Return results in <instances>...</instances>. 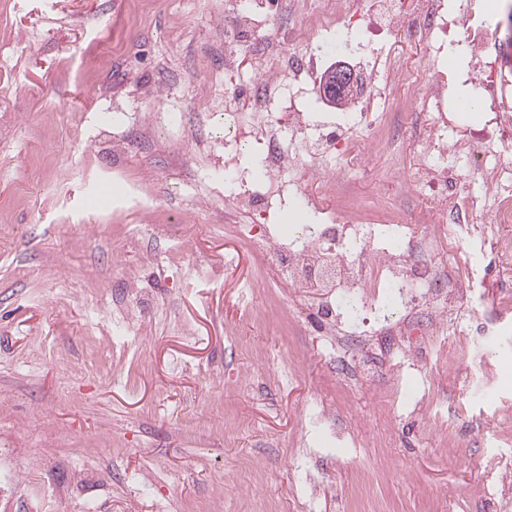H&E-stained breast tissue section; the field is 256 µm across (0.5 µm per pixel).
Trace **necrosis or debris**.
I'll use <instances>...</instances> for the list:
<instances>
[{"label": "necrosis or debris", "instance_id": "4bbe7bcc", "mask_svg": "<svg viewBox=\"0 0 512 512\" xmlns=\"http://www.w3.org/2000/svg\"><path fill=\"white\" fill-rule=\"evenodd\" d=\"M371 6L380 32L392 31L406 17L411 35L426 46L419 64L427 86L421 111H411V98L400 96L406 72L402 60L390 55L360 82L359 98L382 101L377 122L365 123L352 112L337 117L328 132L311 125L307 113L296 109L309 73L306 54L292 49V33L344 29L370 5L366 0H336L335 13L326 14L314 9L311 0H279L276 16L264 23L269 34L252 49L262 59L252 87L263 109L251 113L232 137L236 146H250L260 155L262 170L238 176V189L224 199L242 217L238 230L256 253L276 255L277 281L316 295L322 346L331 360L342 364L352 348L377 347L384 351V365L394 376L422 387L431 375L419 357L427 351L432 326L396 320L395 308L409 304L447 314V321L435 327L447 330L449 340H457L468 328L459 315L465 282L449 281V257L467 265V246L475 243L489 265H506L501 243L512 237V161L504 157L506 146L512 144V76L499 69L492 25L475 9L457 16L447 11L443 0H417L407 14L401 0H375ZM455 43L465 44L477 59L474 75L493 93L498 136H451L453 122L447 116L448 97L438 63L447 46ZM399 111L405 114L401 126L391 120ZM405 125L414 131L418 161L398 167L397 174L411 194L424 197L415 223L429 225L428 233L415 235L403 208L379 204L319 211L317 223L290 237L275 225L254 223V216L275 210L286 190L300 189L311 171L344 167L364 139L392 146ZM466 166L482 173L483 193L461 191V170ZM486 210L497 225L496 234L472 221ZM348 297L358 299L364 316L347 329L341 317Z\"/></svg>", "mask_w": 512, "mask_h": 512}]
</instances>
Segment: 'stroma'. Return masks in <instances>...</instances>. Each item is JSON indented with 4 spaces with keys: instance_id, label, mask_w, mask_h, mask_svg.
<instances>
[{
    "instance_id": "35a3bbf8",
    "label": "stroma",
    "mask_w": 512,
    "mask_h": 512,
    "mask_svg": "<svg viewBox=\"0 0 512 512\" xmlns=\"http://www.w3.org/2000/svg\"><path fill=\"white\" fill-rule=\"evenodd\" d=\"M0 0V512H297L301 414L336 408L318 512H486L512 456V314L473 257L461 312L496 327L443 352L433 410L392 423L394 379L323 354L310 298L267 274L224 200L231 0ZM122 42L87 84L89 50ZM310 67L379 57L357 30L298 31ZM352 201L404 202L365 143ZM340 205L306 181L275 216Z\"/></svg>"
}]
</instances>
